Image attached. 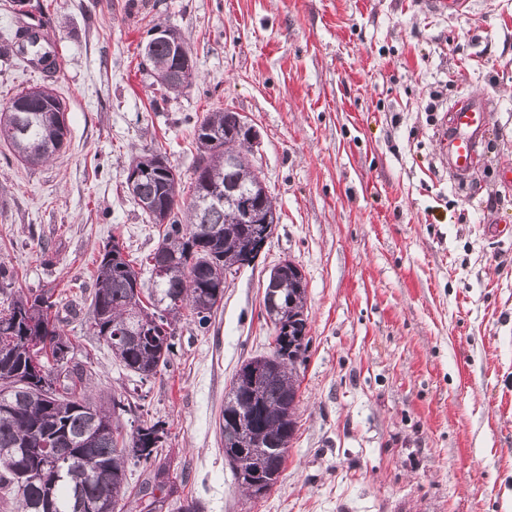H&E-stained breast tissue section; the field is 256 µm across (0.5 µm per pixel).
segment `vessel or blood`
I'll return each mask as SVG.
<instances>
[{
    "label": "vessel or blood",
    "instance_id": "b4317fda",
    "mask_svg": "<svg viewBox=\"0 0 512 512\" xmlns=\"http://www.w3.org/2000/svg\"><path fill=\"white\" fill-rule=\"evenodd\" d=\"M485 134V110L471 99L461 98L449 107L436 137L450 175L466 177L475 165Z\"/></svg>",
    "mask_w": 512,
    "mask_h": 512
}]
</instances>
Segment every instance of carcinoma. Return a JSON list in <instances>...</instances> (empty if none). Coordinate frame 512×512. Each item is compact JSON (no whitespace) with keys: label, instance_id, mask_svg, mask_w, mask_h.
Returning a JSON list of instances; mask_svg holds the SVG:
<instances>
[{"label":"carcinoma","instance_id":"1","mask_svg":"<svg viewBox=\"0 0 512 512\" xmlns=\"http://www.w3.org/2000/svg\"><path fill=\"white\" fill-rule=\"evenodd\" d=\"M143 55L168 90L191 85L166 40L148 41ZM65 111L63 100L46 89L22 92L0 110V139L25 164L44 163L64 145L67 126L59 115ZM236 117L210 112L196 126L199 160L188 201L180 174L161 164L163 156L133 160L139 176L131 195L150 221L164 226L146 256L150 283L114 238L99 256L88 311L71 310L75 319L85 315L92 334L142 380L174 355L183 311L206 327L224 299V268L255 260L250 246L260 228L242 222L230 205L204 201L216 183L243 186L251 179ZM226 151L237 155V164H224ZM306 288L302 271L290 262L280 268L279 281H267L263 302L272 319L273 350L264 362L252 357L241 364L224 400V458L248 496L253 476L270 489L278 483L295 434L297 368L311 344ZM73 354L53 293L19 289L0 309V490L13 495L18 512H88L82 504L99 499L111 502L112 512H163L178 492L159 453L165 423L141 419L122 433L120 418L131 404L120 394L108 400L92 394L91 367L73 361ZM56 448L69 456L58 470L47 464ZM129 462L149 470L136 490L127 481ZM20 471L30 476L20 481Z\"/></svg>","mask_w":512,"mask_h":512}]
</instances>
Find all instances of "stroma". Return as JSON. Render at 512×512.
Instances as JSON below:
<instances>
[{"label": "stroma", "mask_w": 512, "mask_h": 512, "mask_svg": "<svg viewBox=\"0 0 512 512\" xmlns=\"http://www.w3.org/2000/svg\"><path fill=\"white\" fill-rule=\"evenodd\" d=\"M160 23L196 63L179 93L140 64ZM26 27L56 69L22 50ZM40 85L66 104L67 143L28 166L0 142V261L62 305L90 301L111 239L138 262L158 243L126 188L135 157L164 151L187 182L209 112L258 134L248 159L280 220L208 329L181 321L143 380L87 323L66 328L93 394L127 395L123 426L164 422L181 496L202 512H512V0L461 16L420 0H0V106ZM461 97L487 101L488 133L458 184L435 129ZM284 259L307 281L312 342L285 469L251 500L219 416L236 370L271 350L262 299Z\"/></svg>", "instance_id": "stroma-1"}]
</instances>
